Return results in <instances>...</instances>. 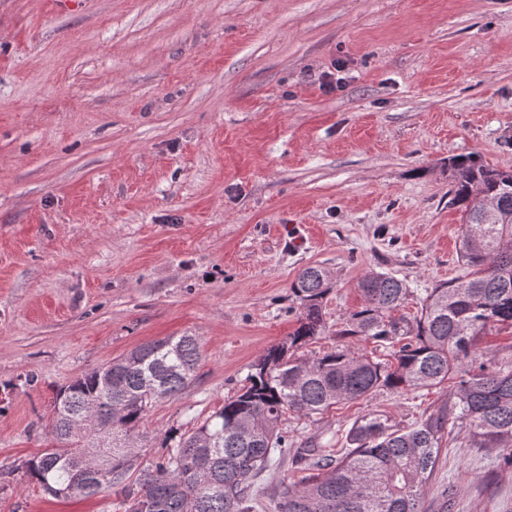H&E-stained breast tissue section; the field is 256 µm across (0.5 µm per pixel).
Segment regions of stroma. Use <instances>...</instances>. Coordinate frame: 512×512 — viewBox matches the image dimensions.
Instances as JSON below:
<instances>
[{"label": "stroma", "mask_w": 512, "mask_h": 512, "mask_svg": "<svg viewBox=\"0 0 512 512\" xmlns=\"http://www.w3.org/2000/svg\"><path fill=\"white\" fill-rule=\"evenodd\" d=\"M470 155L512 170V0H0V512H116L23 466L58 389L142 343H201L139 429L154 460L294 331L303 268L331 289L299 356L340 344L368 272L416 316L465 272L445 165ZM447 399L384 390L283 429L344 449L366 413L406 428ZM308 475L273 463L254 512ZM422 510L512 512V466L445 443Z\"/></svg>", "instance_id": "1"}]
</instances>
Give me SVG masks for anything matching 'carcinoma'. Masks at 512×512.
<instances>
[{"label":"carcinoma","instance_id":"obj_1","mask_svg":"<svg viewBox=\"0 0 512 512\" xmlns=\"http://www.w3.org/2000/svg\"><path fill=\"white\" fill-rule=\"evenodd\" d=\"M448 172L467 273L431 289L413 321L393 315L405 284L369 273L360 281L364 304L337 331L388 345L391 359L374 361L347 344L313 359L295 355L324 330L321 301L330 290L325 271L308 266L291 286L299 314L288 341L268 349L240 392L162 460L142 465L138 429L156 402L193 376L200 361L193 335L141 344L60 389L49 420L54 445L26 462L27 477L55 498L116 488L124 512H253L254 480L290 456L317 474L281 484L276 512H421L449 437L462 434L512 460V361L475 350L487 329L512 327V171L461 156L448 160ZM441 385L448 403L406 430L362 416L338 461L331 448L288 447L281 428L289 411L310 418L379 390Z\"/></svg>","mask_w":512,"mask_h":512}]
</instances>
